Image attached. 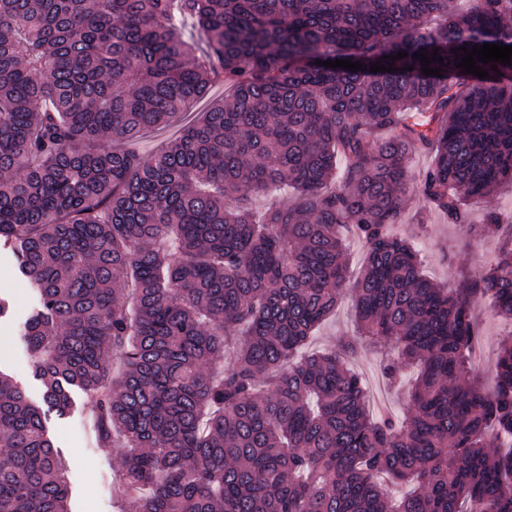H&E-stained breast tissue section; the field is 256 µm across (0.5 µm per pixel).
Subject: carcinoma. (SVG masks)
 Wrapping results in <instances>:
<instances>
[{"instance_id": "obj_1", "label": "carcinoma", "mask_w": 512, "mask_h": 512, "mask_svg": "<svg viewBox=\"0 0 512 512\" xmlns=\"http://www.w3.org/2000/svg\"><path fill=\"white\" fill-rule=\"evenodd\" d=\"M486 43L512 45V0H0V243L39 290L33 367L48 408L79 388L102 447L122 439L138 512H512V449L487 444L512 435V342L490 391L468 357L475 299L512 322V229L463 207L512 184V66L456 67ZM335 59L367 70L318 65ZM218 83L160 151L123 147ZM418 150L416 192L498 237L456 287L389 233ZM272 187L297 202L258 219ZM346 225L367 249L354 278ZM346 295L359 338L391 350L383 375L417 368L403 419L369 413L356 341L297 357ZM386 478L408 487L395 503ZM67 500L41 410L0 372V512Z\"/></svg>"}]
</instances>
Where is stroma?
Returning a JSON list of instances; mask_svg holds the SVG:
<instances>
[{
	"label": "stroma",
	"instance_id": "stroma-1",
	"mask_svg": "<svg viewBox=\"0 0 512 512\" xmlns=\"http://www.w3.org/2000/svg\"><path fill=\"white\" fill-rule=\"evenodd\" d=\"M419 253L424 272L448 286L457 285L465 276L490 267L497 242L494 237L474 238L459 226L450 224L438 212L430 210L421 196L408 193L399 224L391 228ZM0 298L9 304V312L0 318V372L8 375L26 393L29 401L42 405L44 385L36 376L25 339L28 318L39 307L38 291L18 269L12 250L0 246ZM474 312L480 321L483 348L475 359L476 373L490 381L495 352L499 344L512 336V327L500 322L487 303L479 301ZM350 301L341 302L308 340L305 349L312 352L353 334ZM381 357L369 345L358 346L354 367L365 380L376 381L377 398L371 399L372 411L404 417L410 411L406 381L388 383L380 370ZM72 404L65 416L50 415L49 435L59 455L68 465L71 512H135L133 504L115 500L112 485L121 475L123 449L102 450L92 426L93 404L80 389H73Z\"/></svg>",
	"mask_w": 512,
	"mask_h": 512
}]
</instances>
